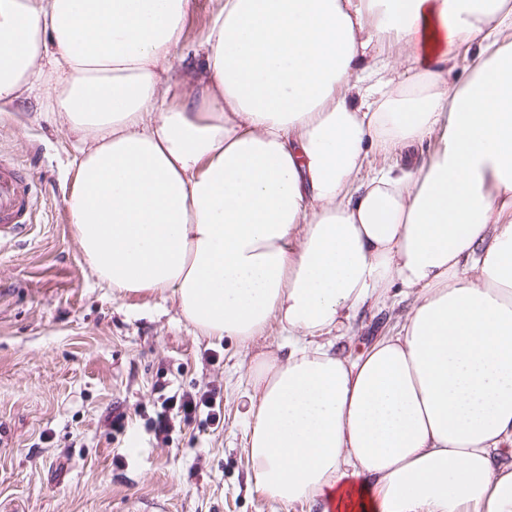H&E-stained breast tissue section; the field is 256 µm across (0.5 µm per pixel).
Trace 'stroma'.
<instances>
[{
	"mask_svg": "<svg viewBox=\"0 0 512 512\" xmlns=\"http://www.w3.org/2000/svg\"><path fill=\"white\" fill-rule=\"evenodd\" d=\"M221 0H196L175 65L193 49ZM78 143L37 100L0 119V157L37 191L28 234L0 241V512H320L259 492L247 454L252 357L278 344L269 325L250 347L207 337L176 302L119 294L87 267L65 201ZM394 308H367L352 339L356 353L402 321ZM168 392L217 388L224 424H181L168 444L146 422ZM132 419L114 432L113 410Z\"/></svg>",
	"mask_w": 512,
	"mask_h": 512,
	"instance_id": "obj_1",
	"label": "stroma"
}]
</instances>
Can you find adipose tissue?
<instances>
[{"mask_svg": "<svg viewBox=\"0 0 512 512\" xmlns=\"http://www.w3.org/2000/svg\"><path fill=\"white\" fill-rule=\"evenodd\" d=\"M193 8L0 0V117L37 92L78 140L89 269L208 337L277 324L246 410L270 498L512 512V0H224L180 75ZM396 288L400 328L338 353ZM436 137L432 136L429 139H426L419 145L414 146L413 148L407 149L401 152H395L392 155L391 161L396 163L401 161V157L404 159H409L411 163L420 164L421 162H425L430 157L436 146Z\"/></svg>", "mask_w": 512, "mask_h": 512, "instance_id": "ef3b65f1", "label": "adipose tissue"}]
</instances>
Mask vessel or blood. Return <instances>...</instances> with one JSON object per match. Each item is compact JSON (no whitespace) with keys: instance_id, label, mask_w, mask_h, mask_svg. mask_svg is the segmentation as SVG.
<instances>
[{"instance_id":"obj_1","label":"vessel or blood","mask_w":512,"mask_h":512,"mask_svg":"<svg viewBox=\"0 0 512 512\" xmlns=\"http://www.w3.org/2000/svg\"><path fill=\"white\" fill-rule=\"evenodd\" d=\"M34 189L12 162L0 158V240L21 236L27 230Z\"/></svg>"}]
</instances>
